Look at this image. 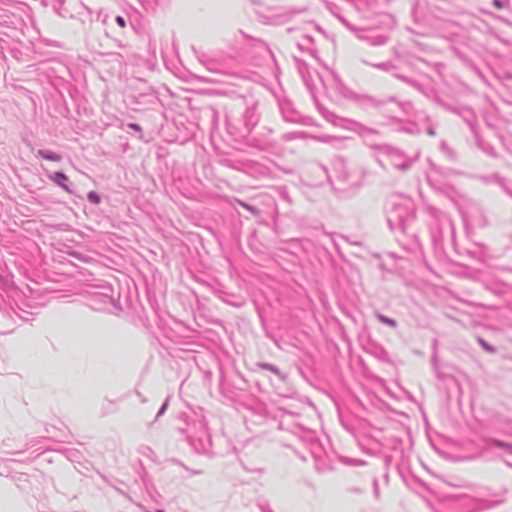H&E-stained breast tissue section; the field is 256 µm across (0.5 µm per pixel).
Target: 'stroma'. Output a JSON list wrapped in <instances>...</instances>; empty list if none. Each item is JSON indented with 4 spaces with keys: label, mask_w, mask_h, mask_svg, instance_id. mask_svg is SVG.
<instances>
[{
    "label": "stroma",
    "mask_w": 512,
    "mask_h": 512,
    "mask_svg": "<svg viewBox=\"0 0 512 512\" xmlns=\"http://www.w3.org/2000/svg\"><path fill=\"white\" fill-rule=\"evenodd\" d=\"M183 2L0 0V512H512V0ZM71 355V367L66 373L58 376L57 384L75 401L79 397L78 373L86 360V352L82 347L75 346Z\"/></svg>",
    "instance_id": "obj_1"
}]
</instances>
